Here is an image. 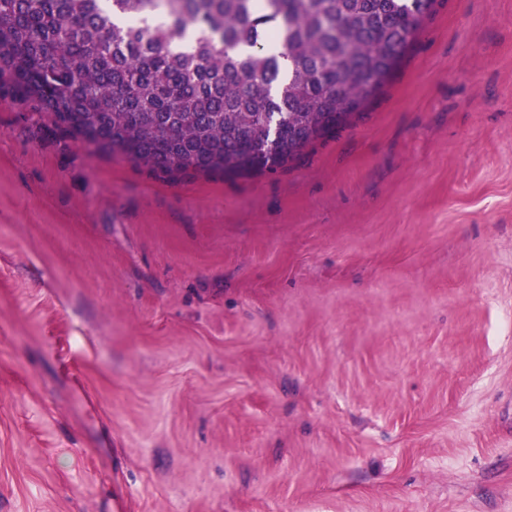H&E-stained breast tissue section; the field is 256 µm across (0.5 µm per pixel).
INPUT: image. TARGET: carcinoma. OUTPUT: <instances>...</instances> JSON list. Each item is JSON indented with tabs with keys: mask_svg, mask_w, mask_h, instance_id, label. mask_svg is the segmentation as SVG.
Masks as SVG:
<instances>
[{
	"mask_svg": "<svg viewBox=\"0 0 512 512\" xmlns=\"http://www.w3.org/2000/svg\"><path fill=\"white\" fill-rule=\"evenodd\" d=\"M433 0H0V81L169 180L272 172L360 112Z\"/></svg>",
	"mask_w": 512,
	"mask_h": 512,
	"instance_id": "obj_1",
	"label": "carcinoma"
}]
</instances>
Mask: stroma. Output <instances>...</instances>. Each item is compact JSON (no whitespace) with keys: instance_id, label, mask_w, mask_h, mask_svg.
Instances as JSON below:
<instances>
[{"instance_id":"obj_1","label":"stroma","mask_w":512,"mask_h":512,"mask_svg":"<svg viewBox=\"0 0 512 512\" xmlns=\"http://www.w3.org/2000/svg\"><path fill=\"white\" fill-rule=\"evenodd\" d=\"M0 512H512V0L274 172L1 90Z\"/></svg>"}]
</instances>
